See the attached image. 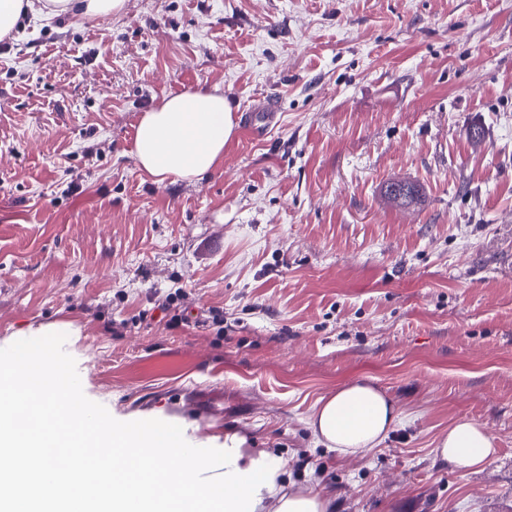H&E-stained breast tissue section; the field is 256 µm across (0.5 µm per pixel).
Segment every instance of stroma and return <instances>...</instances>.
Returning <instances> with one entry per match:
<instances>
[{
  "instance_id": "35a3bbf8",
  "label": "stroma",
  "mask_w": 512,
  "mask_h": 512,
  "mask_svg": "<svg viewBox=\"0 0 512 512\" xmlns=\"http://www.w3.org/2000/svg\"><path fill=\"white\" fill-rule=\"evenodd\" d=\"M10 43L0 346L74 347L114 420L239 433L335 512H512V0H126ZM214 86L222 166L154 182L140 116ZM363 379L404 422L341 458L308 418ZM461 421L495 438L480 471L435 459ZM385 193L394 203L400 206L415 204L421 196L420 188L416 184L407 182H390L385 188Z\"/></svg>"
}]
</instances>
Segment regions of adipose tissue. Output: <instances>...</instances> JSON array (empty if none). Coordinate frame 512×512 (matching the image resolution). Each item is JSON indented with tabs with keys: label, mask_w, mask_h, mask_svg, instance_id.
<instances>
[{
	"label": "adipose tissue",
	"mask_w": 512,
	"mask_h": 512,
	"mask_svg": "<svg viewBox=\"0 0 512 512\" xmlns=\"http://www.w3.org/2000/svg\"><path fill=\"white\" fill-rule=\"evenodd\" d=\"M125 0H0V37L33 10L48 17L119 13ZM237 128L220 87L166 97L139 120L132 155L155 182L198 181L224 160ZM51 347L16 356L0 368V512H332L315 488L288 489L282 459L246 447L236 432L220 448L189 447L185 436L162 442V427L144 420L114 425L103 417L74 425V378ZM395 401L360 380L321 397L308 421L316 442L340 457L381 445L402 423ZM440 460L477 471L496 454L493 436L474 421L449 426L436 441Z\"/></svg>",
	"instance_id": "1"
}]
</instances>
